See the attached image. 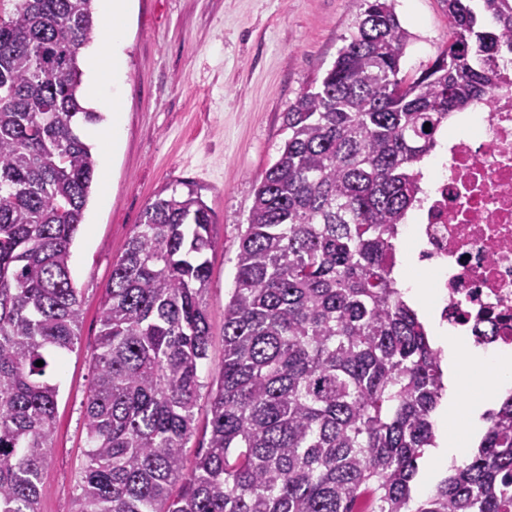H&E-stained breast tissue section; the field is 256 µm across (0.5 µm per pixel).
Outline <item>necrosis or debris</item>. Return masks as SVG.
Masks as SVG:
<instances>
[{"instance_id":"1","label":"necrosis or debris","mask_w":512,"mask_h":512,"mask_svg":"<svg viewBox=\"0 0 512 512\" xmlns=\"http://www.w3.org/2000/svg\"><path fill=\"white\" fill-rule=\"evenodd\" d=\"M435 182L402 225L433 274L434 314L512 359V68L486 104L454 113Z\"/></svg>"}]
</instances>
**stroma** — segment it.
Listing matches in <instances>:
<instances>
[{"label": "stroma", "mask_w": 512, "mask_h": 512, "mask_svg": "<svg viewBox=\"0 0 512 512\" xmlns=\"http://www.w3.org/2000/svg\"><path fill=\"white\" fill-rule=\"evenodd\" d=\"M413 35L402 75L414 78L448 39L439 0H394ZM355 0H131L126 20L125 101L117 149L105 156L71 248L82 294L78 342L51 371L59 386L56 434L40 512H73L86 450L84 402L112 267L157 193L194 185L212 208L218 244L204 296L207 357L197 429L184 452L192 469L208 445L210 390L224 364V305L257 179L287 136L283 116L330 69L356 20Z\"/></svg>", "instance_id": "obj_1"}]
</instances>
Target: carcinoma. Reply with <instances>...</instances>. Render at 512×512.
Returning a JSON list of instances; mask_svg holds the SVG:
<instances>
[{
    "label": "carcinoma",
    "mask_w": 512,
    "mask_h": 512,
    "mask_svg": "<svg viewBox=\"0 0 512 512\" xmlns=\"http://www.w3.org/2000/svg\"><path fill=\"white\" fill-rule=\"evenodd\" d=\"M94 2L0 0V512H39L59 395L48 370L83 316L69 263L96 180L78 125L103 120L80 99ZM440 3L448 43L408 82L394 0H360L335 63L285 113L190 471L216 221L192 188L155 196L106 287L74 512H512V395L415 497L445 384L393 277L397 225L448 115L484 102L512 63V0Z\"/></svg>",
    "instance_id": "carcinoma-1"
}]
</instances>
